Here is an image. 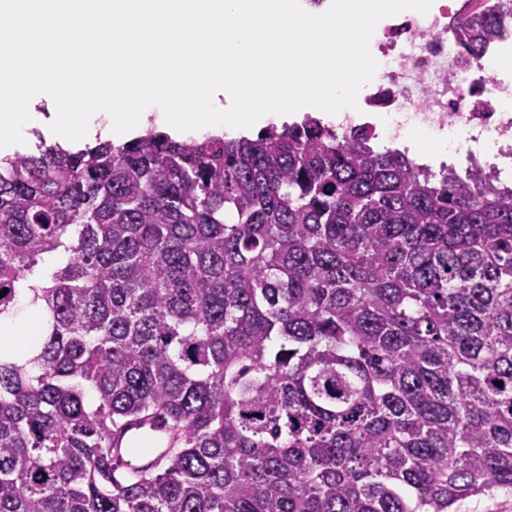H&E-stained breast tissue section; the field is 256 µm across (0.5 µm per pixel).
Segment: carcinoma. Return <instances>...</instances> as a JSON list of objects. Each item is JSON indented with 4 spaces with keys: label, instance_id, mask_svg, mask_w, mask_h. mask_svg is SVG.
Listing matches in <instances>:
<instances>
[{
    "label": "carcinoma",
    "instance_id": "obj_1",
    "mask_svg": "<svg viewBox=\"0 0 512 512\" xmlns=\"http://www.w3.org/2000/svg\"><path fill=\"white\" fill-rule=\"evenodd\" d=\"M512 0L465 16L479 57ZM314 118L0 158V512H451L512 492V189ZM167 424L153 470L112 437ZM36 327L32 317L25 324H19L15 318L7 317L1 332L0 344L11 346L27 347L32 343V339L36 335Z\"/></svg>",
    "mask_w": 512,
    "mask_h": 512
}]
</instances>
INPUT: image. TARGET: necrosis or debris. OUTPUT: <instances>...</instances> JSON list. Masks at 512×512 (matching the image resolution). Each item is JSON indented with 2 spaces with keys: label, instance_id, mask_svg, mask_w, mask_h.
<instances>
[{
  "label": "necrosis or debris",
  "instance_id": "obj_1",
  "mask_svg": "<svg viewBox=\"0 0 512 512\" xmlns=\"http://www.w3.org/2000/svg\"><path fill=\"white\" fill-rule=\"evenodd\" d=\"M490 2L433 0L428 13L378 23L370 40L375 76L362 88L357 109L337 113L330 129L345 136L362 123L392 143L421 134L429 141L421 153L430 161L452 153L512 183V170L484 160L476 146L479 135H492L499 156L512 160V70L503 65L512 55V31L476 59L451 36L459 17Z\"/></svg>",
  "mask_w": 512,
  "mask_h": 512
}]
</instances>
